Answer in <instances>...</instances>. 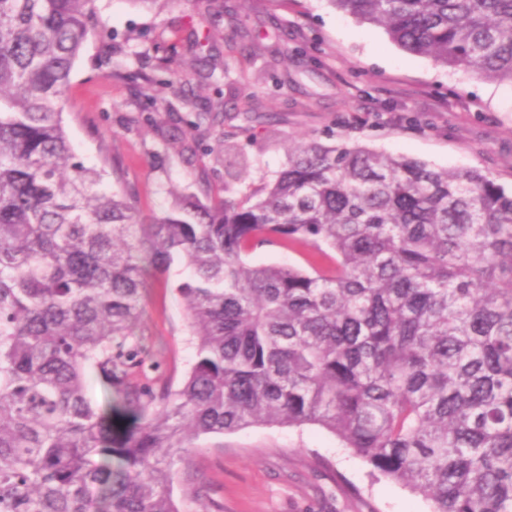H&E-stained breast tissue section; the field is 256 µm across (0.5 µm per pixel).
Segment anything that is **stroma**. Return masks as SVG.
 I'll return each instance as SVG.
<instances>
[{"mask_svg":"<svg viewBox=\"0 0 512 512\" xmlns=\"http://www.w3.org/2000/svg\"><path fill=\"white\" fill-rule=\"evenodd\" d=\"M101 19L73 73L63 120L78 161L143 219L176 194L237 200L287 162L289 145L362 144L436 168L478 169L512 189V85L405 52L328 0H96ZM177 45L164 69L155 52ZM209 113L195 127L197 113ZM174 264L150 280L139 331L179 385L194 348ZM180 512H431L317 426L207 436L177 467Z\"/></svg>","mask_w":512,"mask_h":512,"instance_id":"obj_1","label":"stroma"}]
</instances>
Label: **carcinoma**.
Returning <instances> with one entry per match:
<instances>
[{
    "label": "carcinoma",
    "mask_w": 512,
    "mask_h": 512,
    "mask_svg": "<svg viewBox=\"0 0 512 512\" xmlns=\"http://www.w3.org/2000/svg\"><path fill=\"white\" fill-rule=\"evenodd\" d=\"M406 51L512 83V0H329ZM95 0H0V512H179L203 436L317 425L432 512H512V192L362 145L288 150L262 193L150 221L62 115ZM308 248L306 267L256 249ZM195 348L136 335L175 262ZM94 371L115 395L86 394ZM189 270L175 263L167 280L151 278L143 299L140 324L146 343L155 353L158 366L146 371L141 381L148 384L181 383L194 361V348L183 315L182 300L176 285L189 277Z\"/></svg>",
    "instance_id": "obj_1"
}]
</instances>
